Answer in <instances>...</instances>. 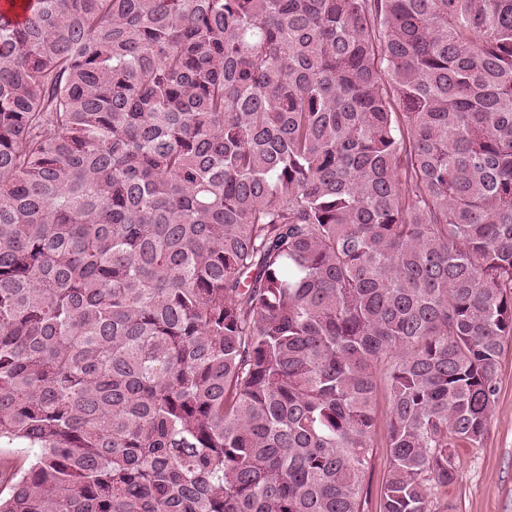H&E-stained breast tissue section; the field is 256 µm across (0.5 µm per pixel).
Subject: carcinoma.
Here are the masks:
<instances>
[{
    "label": "carcinoma",
    "instance_id": "cac0c4a2",
    "mask_svg": "<svg viewBox=\"0 0 512 512\" xmlns=\"http://www.w3.org/2000/svg\"><path fill=\"white\" fill-rule=\"evenodd\" d=\"M0 10V512H434L512 342V0ZM385 374L380 373L378 376V399L376 405V415L378 417L377 430L375 436V448L373 449V455L369 469L366 474V486H367V503L364 508L367 512H378V503L380 490L385 481V477L388 472L389 460L385 448L386 433H385V420L389 411V403L386 397L385 387Z\"/></svg>",
    "mask_w": 512,
    "mask_h": 512
}]
</instances>
